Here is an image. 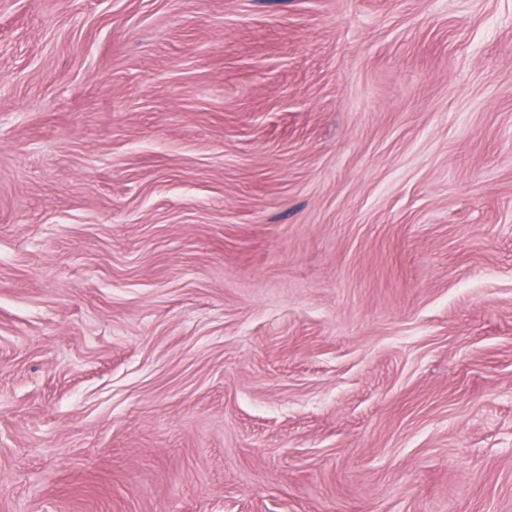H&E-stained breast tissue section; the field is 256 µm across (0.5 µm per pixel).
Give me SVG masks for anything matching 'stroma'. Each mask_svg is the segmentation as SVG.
<instances>
[{"instance_id": "1", "label": "stroma", "mask_w": 512, "mask_h": 512, "mask_svg": "<svg viewBox=\"0 0 512 512\" xmlns=\"http://www.w3.org/2000/svg\"><path fill=\"white\" fill-rule=\"evenodd\" d=\"M0 512H512V0H0Z\"/></svg>"}]
</instances>
